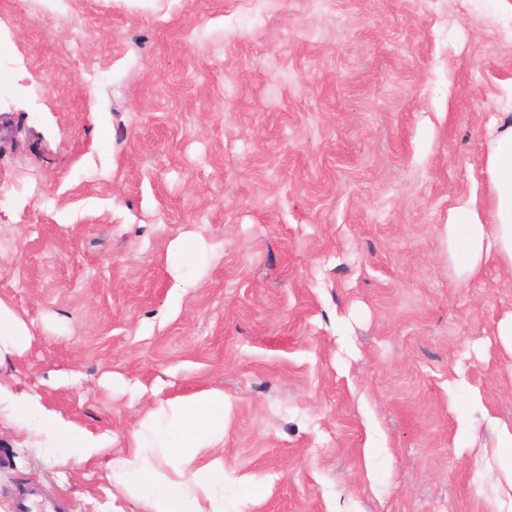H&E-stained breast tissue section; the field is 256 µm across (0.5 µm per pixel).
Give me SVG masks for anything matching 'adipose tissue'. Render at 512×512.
Segmentation results:
<instances>
[{"mask_svg": "<svg viewBox=\"0 0 512 512\" xmlns=\"http://www.w3.org/2000/svg\"><path fill=\"white\" fill-rule=\"evenodd\" d=\"M485 204L462 201L447 224L448 246L461 280L475 276L488 259L512 268V122L491 134L484 161ZM32 340L27 323L0 301V358L21 353ZM5 404L21 426L45 433L50 448H65L80 462L105 459L112 435L77 426L47 410L35 397L0 384ZM229 403L223 392L201 390L153 403L132 427L124 486L146 512H225L224 440ZM160 456L171 471L150 462Z\"/></svg>", "mask_w": 512, "mask_h": 512, "instance_id": "ef3b65f1", "label": "adipose tissue"}]
</instances>
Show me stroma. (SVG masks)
I'll list each match as a JSON object with an SVG mask.
<instances>
[{"label": "stroma", "instance_id": "35a3bbf8", "mask_svg": "<svg viewBox=\"0 0 512 512\" xmlns=\"http://www.w3.org/2000/svg\"><path fill=\"white\" fill-rule=\"evenodd\" d=\"M506 112L512 0H0V299L33 333L0 382L116 459L223 391L236 512H498L512 269L459 282L446 224ZM45 445L0 412V512H144Z\"/></svg>", "mask_w": 512, "mask_h": 512}]
</instances>
